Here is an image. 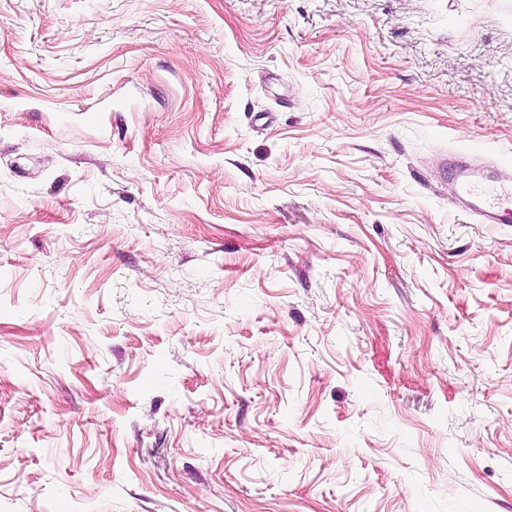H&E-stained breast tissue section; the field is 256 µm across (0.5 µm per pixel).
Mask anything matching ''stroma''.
Segmentation results:
<instances>
[{"instance_id":"stroma-1","label":"stroma","mask_w":512,"mask_h":512,"mask_svg":"<svg viewBox=\"0 0 512 512\" xmlns=\"http://www.w3.org/2000/svg\"><path fill=\"white\" fill-rule=\"evenodd\" d=\"M512 0H0V512H512ZM460 194L472 199V210L484 224H510L512 214L504 206L512 199V180L499 176L492 184L472 180L459 181Z\"/></svg>"}]
</instances>
